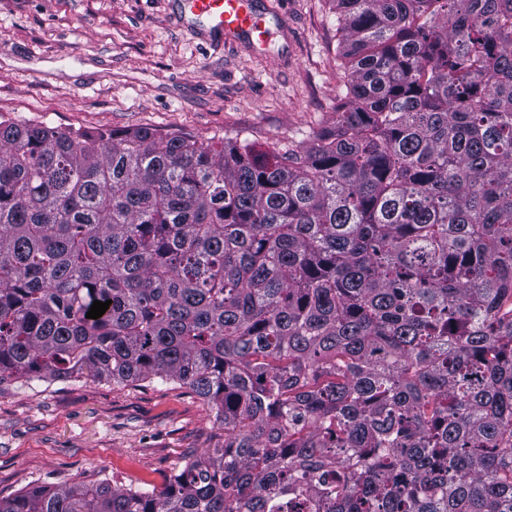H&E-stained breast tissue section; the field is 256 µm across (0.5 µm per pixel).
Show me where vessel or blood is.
Wrapping results in <instances>:
<instances>
[{
    "label": "vessel or blood",
    "mask_w": 512,
    "mask_h": 512,
    "mask_svg": "<svg viewBox=\"0 0 512 512\" xmlns=\"http://www.w3.org/2000/svg\"><path fill=\"white\" fill-rule=\"evenodd\" d=\"M178 4L188 26L225 41L243 39L264 49L279 34L255 0H178Z\"/></svg>",
    "instance_id": "b4317fda"
}]
</instances>
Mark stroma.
<instances>
[{
    "instance_id": "35a3bbf8",
    "label": "stroma",
    "mask_w": 512,
    "mask_h": 512,
    "mask_svg": "<svg viewBox=\"0 0 512 512\" xmlns=\"http://www.w3.org/2000/svg\"><path fill=\"white\" fill-rule=\"evenodd\" d=\"M175 2L0 0V117L299 151L335 124L345 70L333 0H256L280 30L261 52L193 38ZM221 432L211 407L175 383L8 379L0 496L82 480L160 487Z\"/></svg>"
}]
</instances>
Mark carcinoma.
Returning a JSON list of instances; mask_svg holds the SVG:
<instances>
[{
    "instance_id": "cac0c4a2",
    "label": "carcinoma",
    "mask_w": 512,
    "mask_h": 512,
    "mask_svg": "<svg viewBox=\"0 0 512 512\" xmlns=\"http://www.w3.org/2000/svg\"><path fill=\"white\" fill-rule=\"evenodd\" d=\"M334 2L302 155L0 120V381L174 382L224 428L161 490L0 512H512V0Z\"/></svg>"
}]
</instances>
